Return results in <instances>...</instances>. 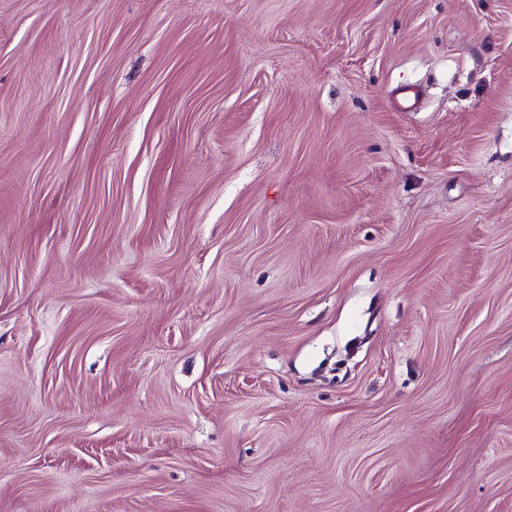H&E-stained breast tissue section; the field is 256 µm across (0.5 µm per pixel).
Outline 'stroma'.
Masks as SVG:
<instances>
[{
    "label": "stroma",
    "instance_id": "1",
    "mask_svg": "<svg viewBox=\"0 0 512 512\" xmlns=\"http://www.w3.org/2000/svg\"><path fill=\"white\" fill-rule=\"evenodd\" d=\"M0 512H512V0H0Z\"/></svg>",
    "mask_w": 512,
    "mask_h": 512
}]
</instances>
